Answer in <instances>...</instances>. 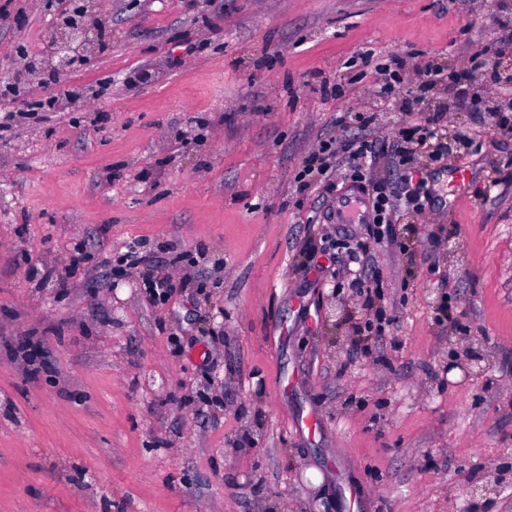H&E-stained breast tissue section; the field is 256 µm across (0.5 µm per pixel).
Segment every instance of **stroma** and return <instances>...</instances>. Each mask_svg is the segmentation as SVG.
I'll return each instance as SVG.
<instances>
[{
	"label": "stroma",
	"mask_w": 512,
	"mask_h": 512,
	"mask_svg": "<svg viewBox=\"0 0 512 512\" xmlns=\"http://www.w3.org/2000/svg\"><path fill=\"white\" fill-rule=\"evenodd\" d=\"M111 41L63 87L83 108L0 141V512H512V140L426 165L423 213L377 249L390 332L312 250L361 237L296 175L340 113H445L438 86L391 106L373 75L323 98L371 49L465 66L512 0H104ZM0 88L40 56L51 0H13ZM166 248L186 281L149 302L110 261ZM53 267L59 290L32 273ZM447 305L449 318L439 307ZM482 358L465 372L464 349ZM317 416L318 429L302 425Z\"/></svg>",
	"instance_id": "35a3bbf8"
}]
</instances>
